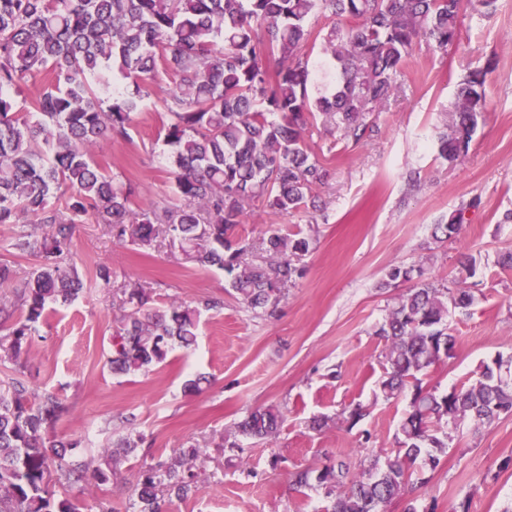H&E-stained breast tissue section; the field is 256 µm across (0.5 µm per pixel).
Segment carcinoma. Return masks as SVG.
<instances>
[{
	"instance_id": "cac0c4a2",
	"label": "carcinoma",
	"mask_w": 512,
	"mask_h": 512,
	"mask_svg": "<svg viewBox=\"0 0 512 512\" xmlns=\"http://www.w3.org/2000/svg\"><path fill=\"white\" fill-rule=\"evenodd\" d=\"M473 0H0V224L23 230L12 249L35 253L39 263L24 288L0 299V365L20 366L37 325L51 305L72 302L83 290L69 262L72 226L91 215L119 242L142 249L163 238L200 265L227 274L229 287L253 310L266 311L301 275L310 240L270 227L253 246L234 235L250 204L279 215L308 208L325 170L307 144L316 121L355 142L369 130L367 117L395 93L397 76L414 45L424 40L445 50L459 44L461 18ZM322 14L327 27L313 33ZM320 38L314 64L306 53ZM278 56L280 67L266 65ZM161 71L180 76L165 100L164 142L175 168L177 201L131 206V189L93 158L113 139H126L150 83ZM489 68L468 72L459 84L438 154L452 164L464 157L484 117ZM46 84L26 115L13 94L29 81ZM64 198L65 210L50 204ZM463 212L438 224L433 239L458 235ZM457 287L420 281L400 295L376 334L389 342L380 389L387 399L410 394L399 449L379 464L352 471L325 467L293 475L306 488L315 480L335 493L324 512H386L409 487L424 483L448 443L441 427L464 421L489 427L512 415V374L484 365L468 385L440 392L420 375L451 356L455 337L448 315L466 310L474 296L466 280L475 259L460 253ZM122 311L107 362L133 376L164 363L176 349L197 342L201 309L173 300L150 305L146 288H122ZM65 407L53 392L32 393L21 379L0 380V512H109L92 484H105L135 447L129 438L109 449L111 466L65 459L53 434ZM273 407L249 413L237 434L266 440L283 423ZM203 452L198 448L141 468L133 485L138 512H162L170 495L195 487ZM77 488L55 498V484Z\"/></svg>"
}]
</instances>
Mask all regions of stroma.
<instances>
[{"label":"stroma","mask_w":512,"mask_h":512,"mask_svg":"<svg viewBox=\"0 0 512 512\" xmlns=\"http://www.w3.org/2000/svg\"><path fill=\"white\" fill-rule=\"evenodd\" d=\"M488 110L467 156L448 163L436 140L468 71L487 60ZM178 83L159 76L135 114L130 136L96 150L97 161L130 185L132 203L162 204L174 197V167L163 145V99ZM359 142L339 131L311 128L308 141L327 171L312 194L314 207L270 216L262 203L248 210L235 233L258 244L270 225L313 241L301 277L286 290L273 315H258L236 298L222 270L187 262L168 241L140 250L85 218L76 225L71 253L84 293L48 310L39 335L16 375L36 392L59 394L65 410L54 433L74 441L72 460L106 466V448L138 439L111 482L97 496L112 512H134L138 470L180 450L204 449L197 486L187 498H167V512H320L325 490L297 488L294 472L340 462L358 468L367 457L397 449L407 397L385 399L379 389L386 341L376 336L406 283H388L395 266L422 267L425 278L453 285L457 257L476 258L467 284L475 301L448 319L456 343L450 358L422 382L442 391L475 380L483 365L512 354V268L500 266L512 250V0L492 13L467 12L458 46L440 50L419 42L397 77V91L369 117ZM465 221L457 238L434 242V224L455 210ZM110 270L109 281L96 275ZM150 288L156 305L173 299L221 301L203 312L197 347L174 352L151 372L113 375L106 364L118 313L113 295L125 285ZM199 379L198 390L185 383ZM276 406L284 422L269 442L234 439L239 421ZM357 423L343 421L354 407ZM335 418L316 431L312 418ZM512 512V416L474 430L463 423L450 436L440 464L411 500L396 499L386 512Z\"/></svg>","instance_id":"1"}]
</instances>
